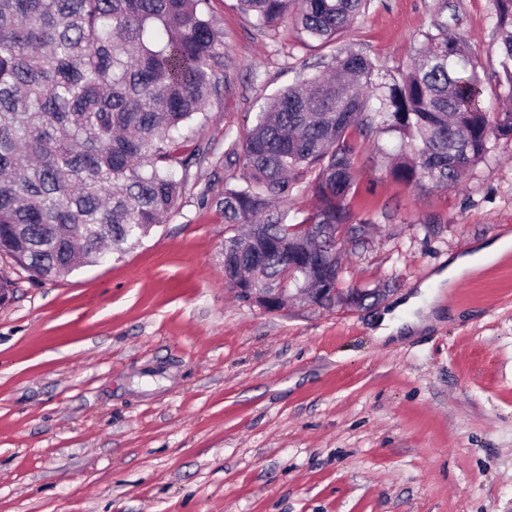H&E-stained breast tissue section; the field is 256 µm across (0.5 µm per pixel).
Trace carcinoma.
Masks as SVG:
<instances>
[{"mask_svg":"<svg viewBox=\"0 0 512 512\" xmlns=\"http://www.w3.org/2000/svg\"><path fill=\"white\" fill-rule=\"evenodd\" d=\"M202 0H0V253L56 280L139 244L172 214L194 153L187 143L220 91L224 45ZM372 0H239L269 30L291 17L334 43ZM501 91L487 103L474 51L438 14L411 66L380 81L361 51L333 73L269 98L224 151L247 174L216 205L229 227L224 277L234 288L343 282L334 237L363 243L354 137L386 135L392 175L453 186L512 135V0H494ZM310 192L305 214L277 202Z\"/></svg>","mask_w":512,"mask_h":512,"instance_id":"carcinoma-1","label":"carcinoma"}]
</instances>
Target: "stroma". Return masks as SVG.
Listing matches in <instances>:
<instances>
[{
	"label": "stroma",
	"instance_id": "obj_1",
	"mask_svg": "<svg viewBox=\"0 0 512 512\" xmlns=\"http://www.w3.org/2000/svg\"><path fill=\"white\" fill-rule=\"evenodd\" d=\"M228 68L192 135L176 208L140 245L58 281L0 255V512H512V253L439 288L434 321L389 344L381 315L449 261L512 236V137L453 188L395 181L357 138L369 222L345 280L378 302L266 312L224 278V161L279 89L363 50L404 67L438 13L499 90L493 0H374L324 47L207 0Z\"/></svg>",
	"mask_w": 512,
	"mask_h": 512
}]
</instances>
